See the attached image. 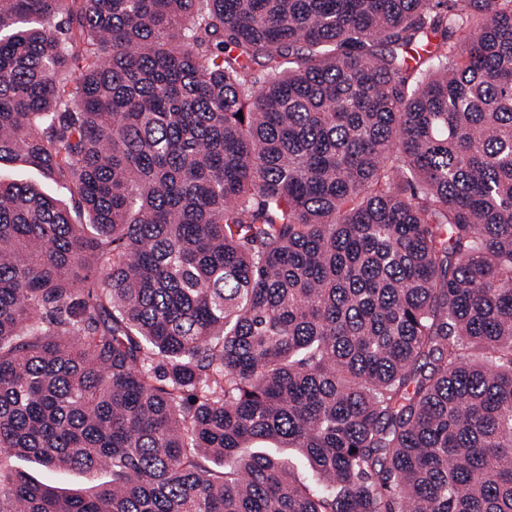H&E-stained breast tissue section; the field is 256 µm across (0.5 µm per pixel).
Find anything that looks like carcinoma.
Instances as JSON below:
<instances>
[{"instance_id":"1","label":"carcinoma","mask_w":512,"mask_h":512,"mask_svg":"<svg viewBox=\"0 0 512 512\" xmlns=\"http://www.w3.org/2000/svg\"><path fill=\"white\" fill-rule=\"evenodd\" d=\"M15 161L0 512H512V0H0ZM23 181L38 184L42 190L48 195L67 201L69 199V191L62 185L44 178L38 171L25 165L1 164L0 165V182ZM264 450L268 453L287 459L299 480L310 486L315 485V476L313 475L307 461L295 450L292 448H265ZM11 463L15 468L25 471L35 480L67 492L80 490L109 479V475L105 471L81 473L73 470H52L42 467L32 459L12 458Z\"/></svg>"}]
</instances>
